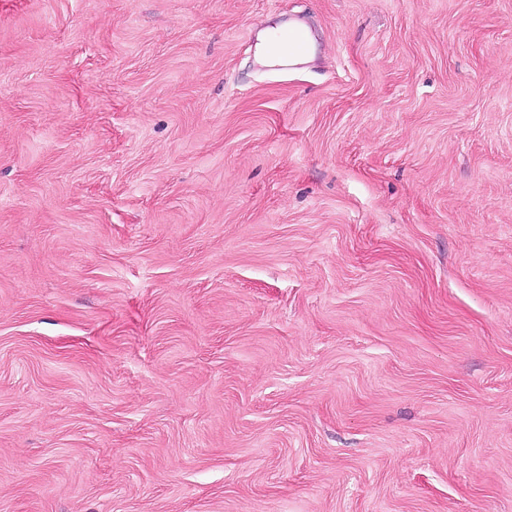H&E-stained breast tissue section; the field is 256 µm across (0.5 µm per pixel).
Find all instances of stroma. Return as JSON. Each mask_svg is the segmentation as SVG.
<instances>
[{
	"instance_id": "1",
	"label": "stroma",
	"mask_w": 512,
	"mask_h": 512,
	"mask_svg": "<svg viewBox=\"0 0 512 512\" xmlns=\"http://www.w3.org/2000/svg\"><path fill=\"white\" fill-rule=\"evenodd\" d=\"M0 512H512V0H0ZM282 26H272L266 28L260 36L259 51L265 49V44L281 30ZM309 31L298 23L291 24V26L285 25L282 28L281 40L282 46L279 51H275L270 48L265 51V58L271 63L269 66L273 70L283 71L297 68L300 65L299 61L304 59L310 50V40L312 44V38Z\"/></svg>"
}]
</instances>
